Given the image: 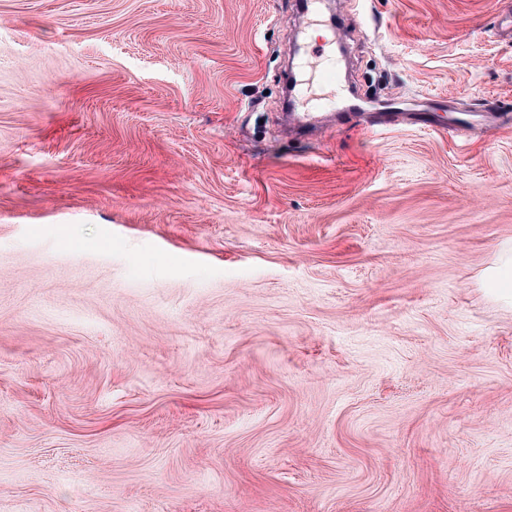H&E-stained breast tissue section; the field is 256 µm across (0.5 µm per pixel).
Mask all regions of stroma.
Masks as SVG:
<instances>
[{
    "label": "stroma",
    "mask_w": 512,
    "mask_h": 512,
    "mask_svg": "<svg viewBox=\"0 0 512 512\" xmlns=\"http://www.w3.org/2000/svg\"><path fill=\"white\" fill-rule=\"evenodd\" d=\"M332 8L404 124L280 125L295 0H0V512H512V0ZM499 267L496 278L488 283L493 295L512 302V246H502L499 250Z\"/></svg>",
    "instance_id": "stroma-1"
}]
</instances>
